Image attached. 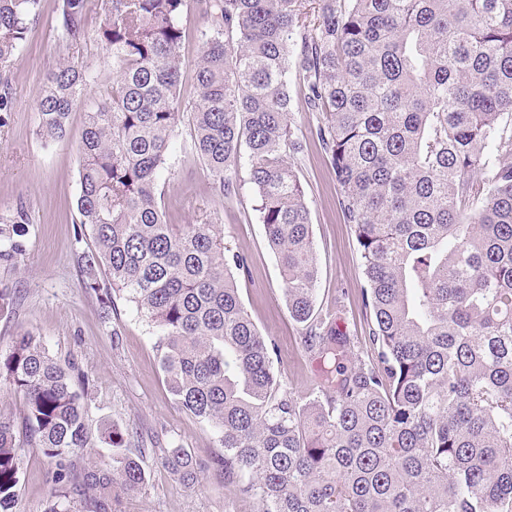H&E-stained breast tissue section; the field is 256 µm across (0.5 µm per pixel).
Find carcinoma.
I'll list each match as a JSON object with an SVG mask.
<instances>
[{
	"mask_svg": "<svg viewBox=\"0 0 512 512\" xmlns=\"http://www.w3.org/2000/svg\"><path fill=\"white\" fill-rule=\"evenodd\" d=\"M196 98L181 92L188 0H100L101 83L79 57L56 63L36 103L37 135L69 136L85 95L79 223L95 247L83 284L104 313L116 299L156 329L168 393L211 427L224 484L260 512H512V0H199ZM40 0H0V69ZM89 0H58L71 50L89 38ZM358 244L371 359L336 364L349 337L315 315L318 267L306 192L289 154L290 58ZM189 114L213 194L233 200L247 150L256 211L304 347L325 370L304 398L273 367L278 347L244 310L249 274L212 221L170 224L158 174ZM27 214H0V267L27 250ZM16 289L0 283V316ZM0 379L22 398L0 413V512H14L21 442L54 462L45 512H122L145 484L147 448L112 423V461H90L85 373L30 332L0 349ZM181 483L188 449L162 448Z\"/></svg>",
	"mask_w": 512,
	"mask_h": 512,
	"instance_id": "carcinoma-1",
	"label": "carcinoma"
}]
</instances>
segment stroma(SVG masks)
I'll return each instance as SVG.
<instances>
[{"mask_svg":"<svg viewBox=\"0 0 512 512\" xmlns=\"http://www.w3.org/2000/svg\"><path fill=\"white\" fill-rule=\"evenodd\" d=\"M56 8L57 0H41L39 17L8 73L13 108L0 124V213L24 208L29 234L21 270L0 268V281L21 291L14 314L0 317V349L28 330L51 355L75 357L89 378L87 451L92 456L110 457L102 433L111 423L136 429L133 447L148 451L143 463L146 482L125 501L124 512H257L255 500L238 497L211 473H204L199 485L189 488L161 466L155 449L174 443L190 449L200 465H208L217 438L173 402L162 381L152 326L123 300L116 312L103 314L95 295L82 286L79 257L93 248L94 241L89 229L77 221L76 200L79 143L91 98L74 107L67 141L48 144L35 135L37 97L52 65L67 55L57 37ZM184 23L190 39L182 53L180 81L190 99L200 60L196 34L208 25L196 0H191ZM288 92L292 127L303 145L290 161L305 187L310 210L318 264L316 307L331 314L339 330L349 336L351 348L343 359L349 366L371 352L360 253L352 229L344 222L335 175L315 135L323 116L308 109L303 82L293 68L288 71ZM190 146L189 126L180 124L168 166L159 176L166 211L175 224H192L203 212H217L225 242L249 261V276L237 280L244 309L259 331L276 341L274 366L289 392L306 395L319 381L323 362L303 346L305 327L288 311L281 269L255 209L248 164L239 161L237 195L223 205L213 196L208 172ZM19 464L25 479L18 488L15 512H45L50 463L39 449L24 447Z\"/></svg>","mask_w":512,"mask_h":512,"instance_id":"obj_1","label":"stroma"}]
</instances>
